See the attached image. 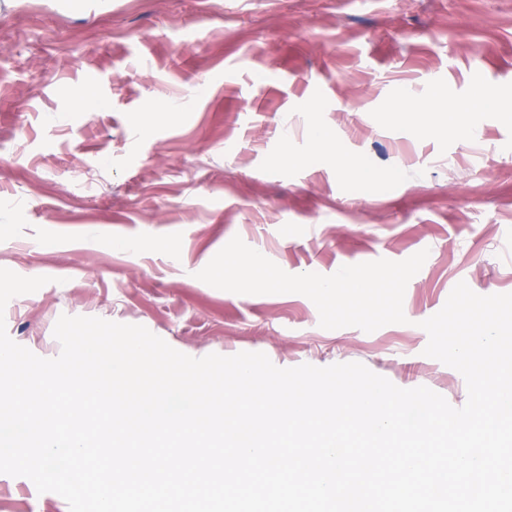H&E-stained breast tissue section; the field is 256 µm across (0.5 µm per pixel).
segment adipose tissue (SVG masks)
<instances>
[{
	"label": "adipose tissue",
	"mask_w": 512,
	"mask_h": 512,
	"mask_svg": "<svg viewBox=\"0 0 512 512\" xmlns=\"http://www.w3.org/2000/svg\"><path fill=\"white\" fill-rule=\"evenodd\" d=\"M446 102L445 95L439 91L428 104L418 107L411 102L409 96L400 93L394 98V110L396 113L410 116L416 127L432 131L436 128L433 116ZM450 105L451 110L447 114L448 124L454 134L463 140H472L479 136V113L497 112L504 108L512 110V100H505L500 91L486 87L476 89L472 97L451 102ZM310 142L314 153L335 160L336 168L340 173L354 174L363 195H371L377 190L381 180L380 175L359 157L344 151L327 127L313 125L310 129Z\"/></svg>",
	"instance_id": "obj_1"
}]
</instances>
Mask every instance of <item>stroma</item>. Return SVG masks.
<instances>
[{"label":"stroma","mask_w":512,"mask_h":512,"mask_svg":"<svg viewBox=\"0 0 512 512\" xmlns=\"http://www.w3.org/2000/svg\"><path fill=\"white\" fill-rule=\"evenodd\" d=\"M432 75L452 99L512 94V0H0V268L50 279L8 302L9 337L54 358L61 315L99 317L196 358L358 362L462 407L420 323L462 281L512 293V121L482 113L463 142L392 115ZM316 123L398 178L364 197L333 161L302 164ZM236 236L290 274L429 255L406 323L328 330L304 295L197 279ZM0 512L69 507L0 474Z\"/></svg>","instance_id":"stroma-1"}]
</instances>
